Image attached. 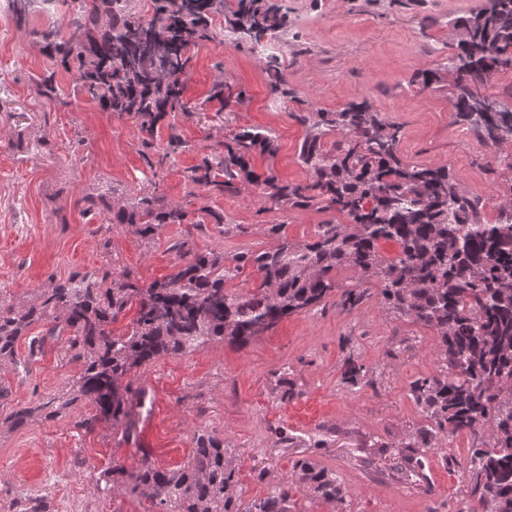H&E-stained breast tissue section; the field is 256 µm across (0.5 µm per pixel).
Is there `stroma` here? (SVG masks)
<instances>
[{
	"label": "stroma",
	"mask_w": 512,
	"mask_h": 512,
	"mask_svg": "<svg viewBox=\"0 0 512 512\" xmlns=\"http://www.w3.org/2000/svg\"><path fill=\"white\" fill-rule=\"evenodd\" d=\"M481 3L285 0L288 27L274 42L296 94L285 102L270 95L268 76L249 45L219 39L199 45L185 77L190 110L171 113L155 133L161 144L178 131L191 149L156 176L140 156L143 134L136 118L71 98L74 73H56L68 102L45 104L35 94L36 81L50 67L35 33L51 23L64 25L72 0H54L49 10L34 0L22 20L12 0H0V305L28 308L52 283L100 268L130 273L142 287L171 273L175 255L169 246L184 225H168L151 240L126 224L104 225L82 212L80 199L92 190H115L130 199L153 192L162 203L180 204L192 221L203 208L223 213L235 232L224 235L205 225L194 234L202 251L268 249L276 242L267 232L271 224L284 225L289 239L310 240L334 212H285L252 193H208L187 184L185 171L232 132L259 127L276 134L279 150L272 158L253 154L252 168L307 181L298 159L306 128L297 113L335 112L362 98L401 126L400 152L407 161L450 167L460 187L480 199L485 219L495 221L512 174L498 167L495 147L452 123L447 83L423 89L415 80L443 63L450 21ZM220 77L246 92L233 111H219L209 98ZM367 288L354 310H344L335 293L245 346L219 340L143 365L131 378L147 389L148 400L126 440L107 423L91 433L76 428L80 416L93 412L90 404L57 417L37 413L13 426L14 407L60 395L80 370L67 354L66 336L46 339L36 356L19 338L15 352L29 359V374L17 375L0 362V512H15L16 499L26 495L46 497L49 512H149L150 500L130 486L98 492L96 473L115 464L129 473L147 465L182 466L202 428L223 439L247 504L284 485L295 462L308 459L334 471L346 495L328 503L295 490V512H468L462 464L479 443L477 435L462 432L427 449L422 486L388 473L395 464L389 444L427 423L409 385L438 372L437 342L431 330L388 312L377 282ZM351 354L367 367L371 385L343 383L342 364ZM283 372L299 391L287 403L274 393ZM372 444L378 447L375 472L361 462L364 447Z\"/></svg>",
	"instance_id": "stroma-1"
}]
</instances>
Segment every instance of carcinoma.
Wrapping results in <instances>:
<instances>
[{"label": "carcinoma", "instance_id": "1", "mask_svg": "<svg viewBox=\"0 0 512 512\" xmlns=\"http://www.w3.org/2000/svg\"><path fill=\"white\" fill-rule=\"evenodd\" d=\"M65 28L41 32L43 51L67 71H74V91L108 112L137 118L145 132L142 155L153 172L192 149L172 131L158 149L150 137L170 112H187L183 76L191 61L188 48L217 38L211 16L224 12V0H152V15L140 16L130 0H75ZM225 35L246 43L264 60L270 93L291 98L287 66L272 41L287 24L283 5L271 0H235ZM463 38L452 45L442 67L420 74L427 88L448 74L454 122L496 146L499 132L512 135V101L485 92L492 78L512 68V0H483V5L453 21ZM218 79L209 99L220 109L244 101V92H225ZM44 101L60 99L56 71L36 84ZM307 132L299 160L310 180L293 183L275 174H257L251 157H273L277 137L243 129L224 141V150L185 170L187 183L216 194L252 188L276 209L316 208L334 211L347 223L317 225L311 240L300 243L273 224L275 247L226 256L199 251L192 230L210 217L234 225L224 215L206 211L177 239L174 270L141 288L129 276L109 269L75 274L44 290L39 307L24 313L0 308V361L16 359L19 336L35 322L54 316L43 336L29 342L30 355L41 351L46 337L70 333L71 359L80 364L64 400L50 398L36 406L50 415L89 401L96 413L76 423L92 432L101 422L128 437L144 408L146 390L131 381L133 369L165 355L177 356L214 340L246 343L286 317L310 311L335 288L336 272L349 268L359 280H377L386 309L434 332L441 365L438 373L410 383V392L430 425L399 444L403 464L397 474L409 484L425 479V449L438 436L488 432V440L471 449L467 496L470 512H512V184L496 222L482 218L478 199L465 193L445 166L407 162L400 154L401 127L373 109L365 99L336 112L318 110L299 117ZM83 211L112 216L111 224H128L144 239L168 224H183L188 214L178 204H159L149 193L132 204L122 197L88 193ZM393 241L398 252L383 256L379 244ZM251 270L259 285L241 293L226 284ZM366 289L346 288L339 305L359 306ZM137 304L128 331L112 332L130 304ZM369 371L354 355L344 363L342 378L350 386L370 383ZM187 464L175 469L147 467L128 475L115 465L100 471L96 489L109 492L131 481V491L165 512H291V495L283 486L241 510L238 476L224 440L207 430L194 434ZM291 483L326 502L343 499L336 473L308 460L293 466Z\"/></svg>", "mask_w": 512, "mask_h": 512}]
</instances>
